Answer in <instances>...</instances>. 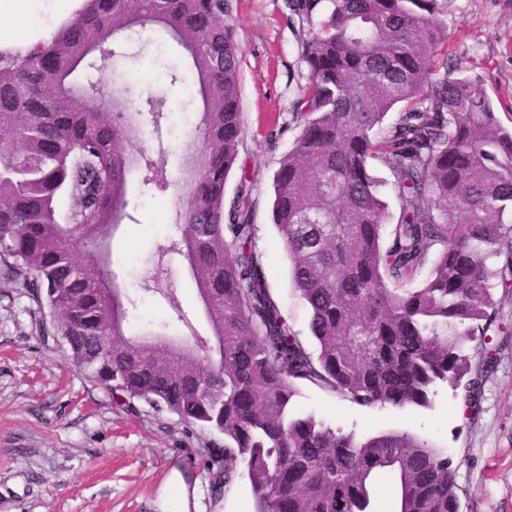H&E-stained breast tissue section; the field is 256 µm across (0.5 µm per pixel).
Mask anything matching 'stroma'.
<instances>
[{"instance_id":"obj_1","label":"stroma","mask_w":512,"mask_h":512,"mask_svg":"<svg viewBox=\"0 0 512 512\" xmlns=\"http://www.w3.org/2000/svg\"><path fill=\"white\" fill-rule=\"evenodd\" d=\"M226 18L239 47L244 144L225 184L233 200L241 175L256 182L252 219L268 282L290 327L308 335L309 313L292 292L290 262L271 217L273 176L292 146L284 136L271 148L264 136L272 123L289 120L291 104L306 83L296 37L281 16L282 0H230ZM448 59L464 74L480 77L500 115L512 113V0H447ZM129 34L121 49L137 59L124 78L149 92L168 82L181 50L156 41L142 49ZM191 109L184 86L173 91L160 134L149 147L168 146L169 164L186 145L177 113ZM170 191L142 190L130 182V217L110 242L111 268L130 301L128 335L176 321L158 293L144 290L157 248L178 237ZM167 286L190 324L180 335L206 336L209 324L195 285L169 262ZM503 331L467 343L472 396L441 389L432 407L366 409L303 384L294 407L330 426L365 438L406 431L447 451L458 468L462 512H512V292L496 290ZM36 305L0 282V512H159L158 497L173 472L188 488L190 512H253L248 481L221 498L209 492L208 466L220 436L189 429L166 412L141 404L127 410L119 398L80 371L68 346L41 336Z\"/></svg>"}]
</instances>
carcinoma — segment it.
I'll return each mask as SVG.
<instances>
[{"mask_svg":"<svg viewBox=\"0 0 512 512\" xmlns=\"http://www.w3.org/2000/svg\"><path fill=\"white\" fill-rule=\"evenodd\" d=\"M445 0H282L307 83L273 178L272 220L309 341L270 288L252 222L254 181L224 188L244 130L229 0H84L51 42L0 55V279L21 288L42 335L124 398L224 440L214 498L248 479L254 512H373L390 476L395 512H461L458 468L406 432L357 440L298 414L300 383L362 408H429L440 383L471 371L465 342L487 335L495 290L512 287V127L478 77L448 64ZM162 32L197 87L196 147L180 157L175 224L158 248L196 285L211 335L173 349L150 331L125 338L126 296L106 268L128 217L129 178L163 190L168 152L144 147L165 97L93 78L95 57L129 31ZM402 106L394 122L387 114ZM401 202L389 214L372 163ZM431 264L428 277L408 288ZM163 270L145 290L159 288ZM112 337L104 352L102 336ZM372 170L377 178L386 182V185L383 187V200L386 202L388 211L392 216L389 223L385 224L384 226V238L387 239L393 228V225L397 221V217L400 211V200L392 185V178L390 177L388 171L378 163L373 164Z\"/></svg>","mask_w":512,"mask_h":512,"instance_id":"1","label":"carcinoma"}]
</instances>
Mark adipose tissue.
<instances>
[{
	"instance_id": "adipose-tissue-1",
	"label": "adipose tissue",
	"mask_w": 512,
	"mask_h": 512,
	"mask_svg": "<svg viewBox=\"0 0 512 512\" xmlns=\"http://www.w3.org/2000/svg\"><path fill=\"white\" fill-rule=\"evenodd\" d=\"M83 0H0V55L29 53L49 42Z\"/></svg>"
}]
</instances>
